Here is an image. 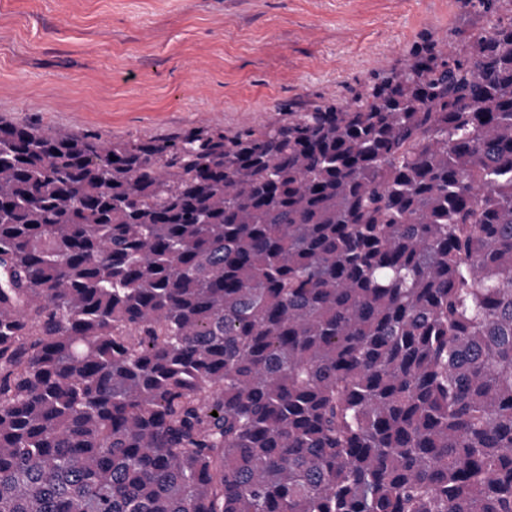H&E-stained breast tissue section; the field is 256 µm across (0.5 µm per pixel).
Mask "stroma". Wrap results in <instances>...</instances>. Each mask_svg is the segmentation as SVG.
Here are the masks:
<instances>
[{"label":"stroma","mask_w":512,"mask_h":512,"mask_svg":"<svg viewBox=\"0 0 512 512\" xmlns=\"http://www.w3.org/2000/svg\"><path fill=\"white\" fill-rule=\"evenodd\" d=\"M477 0H0V119L164 137L353 102Z\"/></svg>","instance_id":"stroma-1"}]
</instances>
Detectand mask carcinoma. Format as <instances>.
I'll list each match as a JSON object with an SVG mask.
<instances>
[{
  "label": "carcinoma",
  "instance_id": "1",
  "mask_svg": "<svg viewBox=\"0 0 512 512\" xmlns=\"http://www.w3.org/2000/svg\"><path fill=\"white\" fill-rule=\"evenodd\" d=\"M485 1L261 130L0 120V512H512V0Z\"/></svg>",
  "mask_w": 512,
  "mask_h": 512
}]
</instances>
